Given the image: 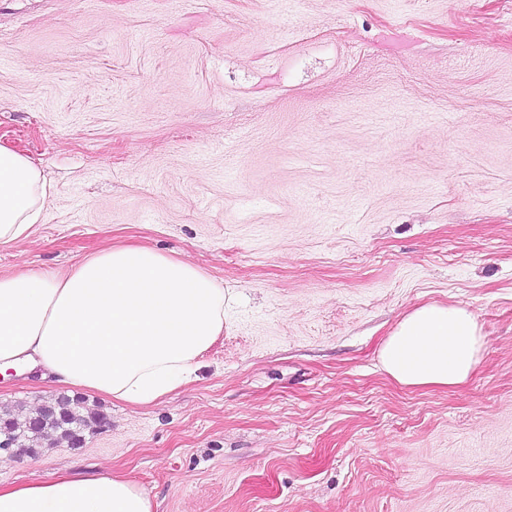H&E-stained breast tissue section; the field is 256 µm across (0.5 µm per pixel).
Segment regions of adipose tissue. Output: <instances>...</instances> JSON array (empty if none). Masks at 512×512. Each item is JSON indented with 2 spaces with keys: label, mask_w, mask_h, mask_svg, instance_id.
I'll use <instances>...</instances> for the list:
<instances>
[{
  "label": "adipose tissue",
  "mask_w": 512,
  "mask_h": 512,
  "mask_svg": "<svg viewBox=\"0 0 512 512\" xmlns=\"http://www.w3.org/2000/svg\"><path fill=\"white\" fill-rule=\"evenodd\" d=\"M39 168L0 146V244L27 239L44 218ZM226 296L192 264L128 245L85 257L58 275L0 276V375L42 369L55 384L146 405L187 380L224 328ZM483 341L463 305L419 306L385 341L383 370L406 387H455L478 366ZM0 512H152L120 476L0 486Z\"/></svg>",
  "instance_id": "ef3b65f1"
}]
</instances>
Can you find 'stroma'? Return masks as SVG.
<instances>
[{
  "instance_id": "obj_1",
  "label": "stroma",
  "mask_w": 512,
  "mask_h": 512,
  "mask_svg": "<svg viewBox=\"0 0 512 512\" xmlns=\"http://www.w3.org/2000/svg\"><path fill=\"white\" fill-rule=\"evenodd\" d=\"M0 145L46 183L0 275L137 244L233 300L190 380L0 485L112 473L152 512H512V0H0ZM468 306L455 388L381 368ZM64 388L0 378L33 414ZM464 305L419 306L397 323L385 341L383 370L406 387H455L478 366L483 341Z\"/></svg>"
}]
</instances>
